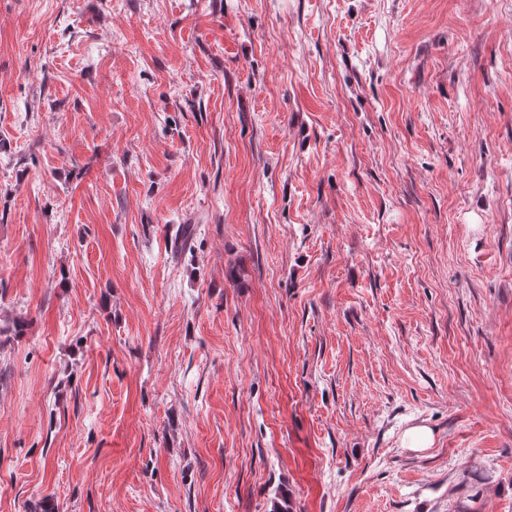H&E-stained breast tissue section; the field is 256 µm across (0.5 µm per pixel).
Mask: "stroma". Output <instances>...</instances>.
Segmentation results:
<instances>
[{"mask_svg":"<svg viewBox=\"0 0 512 512\" xmlns=\"http://www.w3.org/2000/svg\"><path fill=\"white\" fill-rule=\"evenodd\" d=\"M284 493L512 512V0H0V512ZM431 430L424 425H416L407 429L403 435L402 445L412 450H423L432 444Z\"/></svg>","mask_w":512,"mask_h":512,"instance_id":"obj_1","label":"stroma"}]
</instances>
